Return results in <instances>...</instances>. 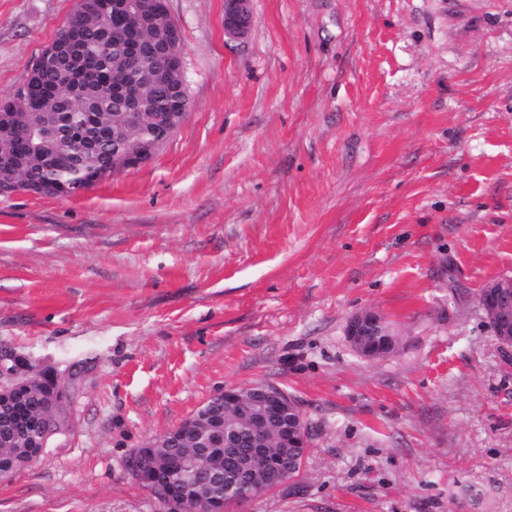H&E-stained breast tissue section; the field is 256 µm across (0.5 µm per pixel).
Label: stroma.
<instances>
[{
	"instance_id": "35a3bbf8",
	"label": "stroma",
	"mask_w": 512,
	"mask_h": 512,
	"mask_svg": "<svg viewBox=\"0 0 512 512\" xmlns=\"http://www.w3.org/2000/svg\"><path fill=\"white\" fill-rule=\"evenodd\" d=\"M76 0H0V95ZM191 110L148 166L0 195V347L73 376L0 512H160L136 449L272 384L310 445L236 512H512V0H168ZM398 336L368 360L354 314ZM251 0H224V33L235 38L245 37L251 30L253 17ZM479 306L501 346L512 348V276L488 283L479 295ZM345 335L351 347L368 360L388 356L398 344L385 319L370 310L354 314L347 322Z\"/></svg>"
}]
</instances>
